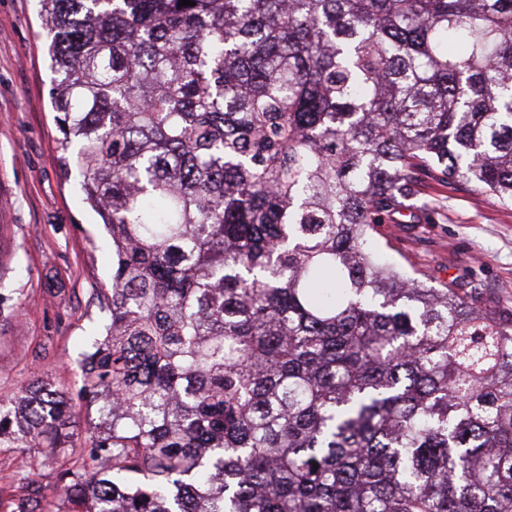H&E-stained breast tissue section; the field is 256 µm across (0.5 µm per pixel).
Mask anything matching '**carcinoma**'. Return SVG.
I'll return each mask as SVG.
<instances>
[{
    "label": "carcinoma",
    "mask_w": 512,
    "mask_h": 512,
    "mask_svg": "<svg viewBox=\"0 0 512 512\" xmlns=\"http://www.w3.org/2000/svg\"><path fill=\"white\" fill-rule=\"evenodd\" d=\"M112 242L80 398H0L19 512H512V312L379 260L429 184L512 205V0H40ZM97 423L98 415L94 407L86 406L84 403H81V407L77 406L68 424V431L72 434L76 447L84 446ZM42 449L0 448V512H14L17 505L27 500V489L24 484L29 476H33L37 483L35 490H49L54 486L58 471L56 463L26 469L27 479L23 482L15 478L16 473L22 470L27 462L29 463V457L40 455Z\"/></svg>",
    "instance_id": "obj_1"
}]
</instances>
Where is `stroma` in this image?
I'll return each instance as SVG.
<instances>
[{"label":"stroma","instance_id":"1","mask_svg":"<svg viewBox=\"0 0 512 512\" xmlns=\"http://www.w3.org/2000/svg\"><path fill=\"white\" fill-rule=\"evenodd\" d=\"M53 77L39 0H0V396L38 378L77 396L112 276L109 235L78 174L60 165ZM421 202L419 223L378 227L379 256L427 285L474 288L512 309V206L442 187ZM33 454L0 448V512L27 496L20 470L54 486L57 465L28 467Z\"/></svg>","mask_w":512,"mask_h":512}]
</instances>
